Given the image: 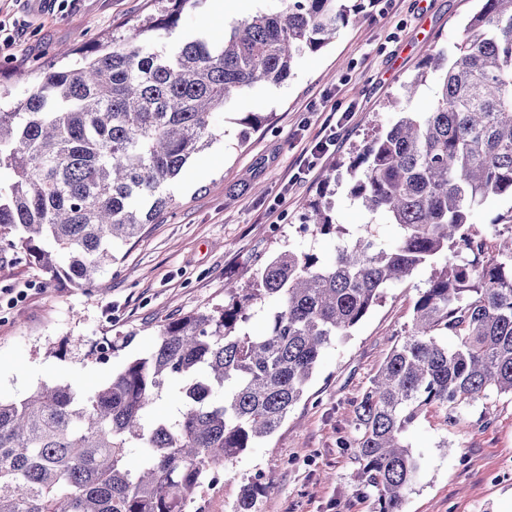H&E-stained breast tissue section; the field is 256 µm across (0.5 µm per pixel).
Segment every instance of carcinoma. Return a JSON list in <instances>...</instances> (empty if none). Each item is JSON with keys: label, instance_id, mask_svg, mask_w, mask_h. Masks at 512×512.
<instances>
[{"label": "carcinoma", "instance_id": "1", "mask_svg": "<svg viewBox=\"0 0 512 512\" xmlns=\"http://www.w3.org/2000/svg\"><path fill=\"white\" fill-rule=\"evenodd\" d=\"M157 12L65 52L19 94L0 91V246L72 288L97 287L116 252L179 207L169 182L216 140L213 116L363 17L364 0H280L208 35L172 39L186 6ZM451 49L405 85L437 76L433 108L401 113L345 165L349 194L396 229L384 247L364 224L322 259L292 248L256 270L255 287L226 285L222 307L167 322L147 353L93 393L40 385L0 400V512H188L200 484L270 437L303 398L326 348L348 335L383 289L431 264L433 276L356 401L360 485L378 512H404L421 462L406 433L428 406L461 409L512 395V237L495 255L470 223L490 196L512 192V0H479ZM322 187L307 226L340 225ZM270 302L254 334L253 303ZM169 396L175 413L152 414ZM133 448L143 452L130 462ZM273 478L241 486L231 512H260Z\"/></svg>", "mask_w": 512, "mask_h": 512}]
</instances>
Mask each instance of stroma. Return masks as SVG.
Instances as JSON below:
<instances>
[{
	"mask_svg": "<svg viewBox=\"0 0 512 512\" xmlns=\"http://www.w3.org/2000/svg\"><path fill=\"white\" fill-rule=\"evenodd\" d=\"M279 0H199L187 8L177 35L221 37L225 23ZM474 0H394L388 13L368 7L318 52L300 57L289 83L261 87L217 111V139L194 155L170 190L180 206L120 250L86 292L47 283L38 268L0 251V398L17 400L42 384L68 381L90 392L156 342L160 325L224 302L225 283L254 285V273L288 248L329 257L337 237L299 235L307 205L327 171L299 177L304 154L335 123V104L355 113L334 155L348 161L362 141L396 120L388 99L428 54L457 41ZM156 10L155 0H0V81L15 89L35 83L38 67L57 50L124 32ZM246 112L269 121L240 140ZM470 221L495 247L512 230V198L495 196ZM433 269L422 266L384 290L348 336L328 348L302 400L281 427L248 449L224 476V502L259 472L276 485L261 512H377L376 494L360 487L353 451L337 448L355 434V402L412 323L414 303ZM449 423L445 410L423 411L407 434L423 477L404 512H512V396L490 394Z\"/></svg>",
	"mask_w": 512,
	"mask_h": 512,
	"instance_id": "obj_1",
	"label": "stroma"
}]
</instances>
